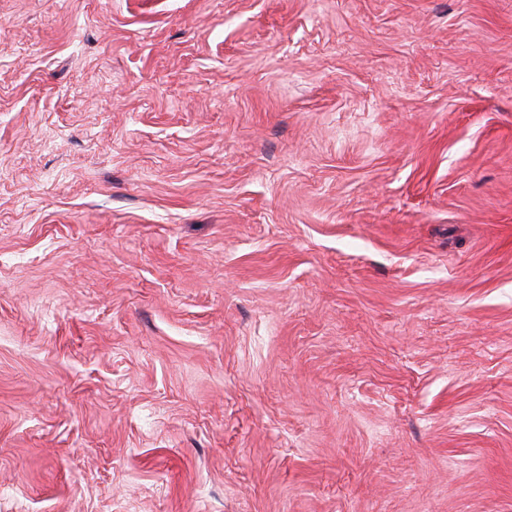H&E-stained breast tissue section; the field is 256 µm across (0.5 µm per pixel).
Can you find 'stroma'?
<instances>
[{"label":"stroma","instance_id":"35a3bbf8","mask_svg":"<svg viewBox=\"0 0 512 512\" xmlns=\"http://www.w3.org/2000/svg\"><path fill=\"white\" fill-rule=\"evenodd\" d=\"M0 512H512V0H0Z\"/></svg>","mask_w":512,"mask_h":512}]
</instances>
